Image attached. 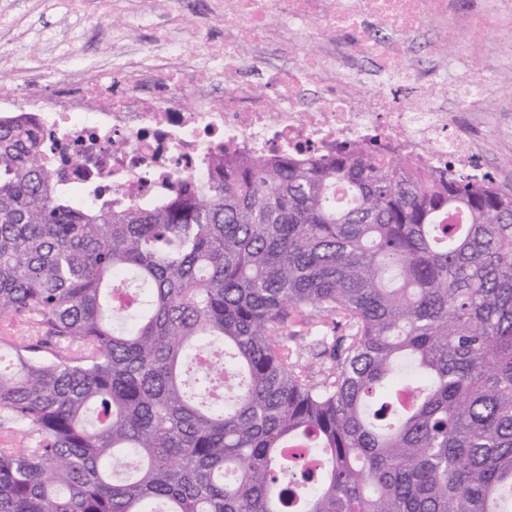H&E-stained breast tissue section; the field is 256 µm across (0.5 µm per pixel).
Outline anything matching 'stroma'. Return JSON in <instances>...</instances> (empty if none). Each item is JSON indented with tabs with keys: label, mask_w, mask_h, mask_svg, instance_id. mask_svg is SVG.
Returning a JSON list of instances; mask_svg holds the SVG:
<instances>
[{
	"label": "stroma",
	"mask_w": 512,
	"mask_h": 512,
	"mask_svg": "<svg viewBox=\"0 0 512 512\" xmlns=\"http://www.w3.org/2000/svg\"><path fill=\"white\" fill-rule=\"evenodd\" d=\"M210 0H181L179 18H172L163 0H132L131 9L121 17L106 13L99 0H62L51 8L47 0H0V14L10 25L0 29V73L9 76L12 88H19L29 67L58 72L75 66L112 67L116 57L132 49L152 46L164 38H179L199 51L212 39L222 38L223 28L209 19ZM454 16L484 15L497 36L490 44L475 43L468 53L473 72L495 68L500 72L479 107V117L458 111L460 133L480 139V159L500 187L512 188V150L502 145L497 129L512 124V24L499 17L495 0H452ZM462 38L455 24L427 19L416 39L412 61L418 67L415 83L400 87L395 96L409 103L418 94L419 82L428 77L429 67L454 59ZM288 360L312 383L332 372L349 343V331L335 324L334 316L319 309L292 314L279 338Z\"/></svg>",
	"instance_id": "35a3bbf8"
}]
</instances>
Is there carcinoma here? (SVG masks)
I'll return each mask as SVG.
<instances>
[{"instance_id": "1", "label": "carcinoma", "mask_w": 512, "mask_h": 512, "mask_svg": "<svg viewBox=\"0 0 512 512\" xmlns=\"http://www.w3.org/2000/svg\"><path fill=\"white\" fill-rule=\"evenodd\" d=\"M307 308L350 330L320 384L277 341ZM16 320L0 512H512V191L473 174L357 142L88 209L1 124Z\"/></svg>"}]
</instances>
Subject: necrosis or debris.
I'll use <instances>...</instances> for the list:
<instances>
[{"mask_svg": "<svg viewBox=\"0 0 512 512\" xmlns=\"http://www.w3.org/2000/svg\"><path fill=\"white\" fill-rule=\"evenodd\" d=\"M213 2L224 38L203 55L172 39L121 58L108 74L62 73L52 92L42 91L43 75L33 76L24 89L0 94V124L39 131L56 180L86 208L101 196L120 201L129 185L141 205H152L180 179L206 178L225 154L304 156L340 140H378L382 159L405 158L419 172H479L481 145L456 132L446 102L476 107L494 73L443 69L411 106L392 96L415 80L408 36L447 16L450 0ZM310 21L320 22L323 44L302 53L300 28ZM340 35L348 38L344 57L333 43ZM351 57L372 60L373 73L361 76ZM252 72L261 82L249 80ZM79 99L91 108L78 110Z\"/></svg>", "mask_w": 512, "mask_h": 512, "instance_id": "necrosis-or-debris-1", "label": "necrosis or debris"}]
</instances>
